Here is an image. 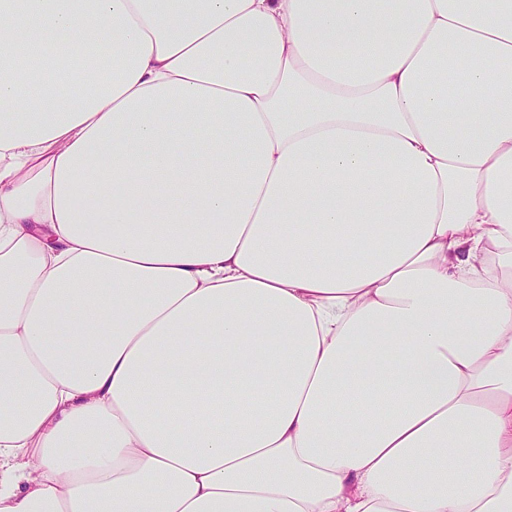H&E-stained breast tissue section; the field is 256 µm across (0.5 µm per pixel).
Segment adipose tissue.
I'll list each match as a JSON object with an SVG mask.
<instances>
[{"label":"adipose tissue","instance_id":"1","mask_svg":"<svg viewBox=\"0 0 512 512\" xmlns=\"http://www.w3.org/2000/svg\"><path fill=\"white\" fill-rule=\"evenodd\" d=\"M0 512H512V0H0Z\"/></svg>","mask_w":512,"mask_h":512}]
</instances>
